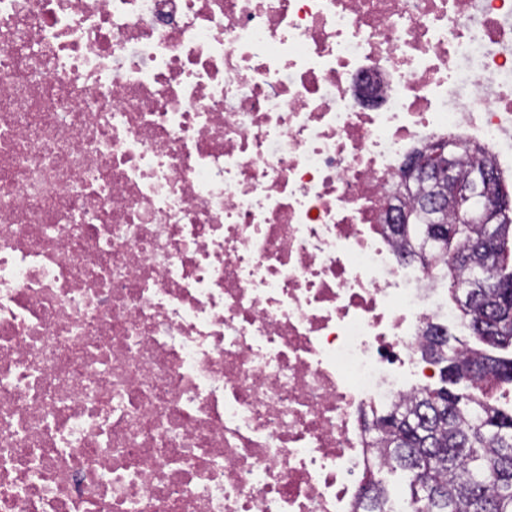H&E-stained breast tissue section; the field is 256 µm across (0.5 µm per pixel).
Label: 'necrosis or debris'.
Instances as JSON below:
<instances>
[{"mask_svg": "<svg viewBox=\"0 0 512 512\" xmlns=\"http://www.w3.org/2000/svg\"><path fill=\"white\" fill-rule=\"evenodd\" d=\"M452 140L512 173V0H0V512H360Z\"/></svg>", "mask_w": 512, "mask_h": 512, "instance_id": "necrosis-or-debris-1", "label": "necrosis or debris"}]
</instances>
